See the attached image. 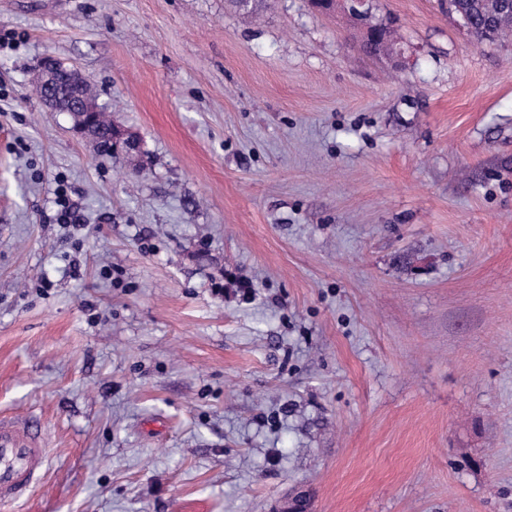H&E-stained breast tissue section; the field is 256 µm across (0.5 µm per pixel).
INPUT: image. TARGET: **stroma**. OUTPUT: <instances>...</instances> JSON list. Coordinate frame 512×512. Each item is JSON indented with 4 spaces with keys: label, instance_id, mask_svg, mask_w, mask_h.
<instances>
[{
    "label": "stroma",
    "instance_id": "1",
    "mask_svg": "<svg viewBox=\"0 0 512 512\" xmlns=\"http://www.w3.org/2000/svg\"><path fill=\"white\" fill-rule=\"evenodd\" d=\"M371 6L400 54L310 0H0V416L48 448L0 512H512V40ZM53 59V57L47 56L40 62L36 80L39 83H47L52 88L55 82L60 79V76L63 75V79L74 89V94L69 100L68 111L73 117L81 118L78 122H75V127L81 135L87 139H92L98 145L100 139L94 131L97 109L90 107L78 92V88L85 75L82 71L75 68H67L64 74H61L62 71Z\"/></svg>",
    "mask_w": 512,
    "mask_h": 512
}]
</instances>
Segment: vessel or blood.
<instances>
[{
  "mask_svg": "<svg viewBox=\"0 0 512 512\" xmlns=\"http://www.w3.org/2000/svg\"><path fill=\"white\" fill-rule=\"evenodd\" d=\"M39 436L24 426L0 419V500L23 495L45 463Z\"/></svg>",
  "mask_w": 512,
  "mask_h": 512,
  "instance_id": "1",
  "label": "vessel or blood"
}]
</instances>
